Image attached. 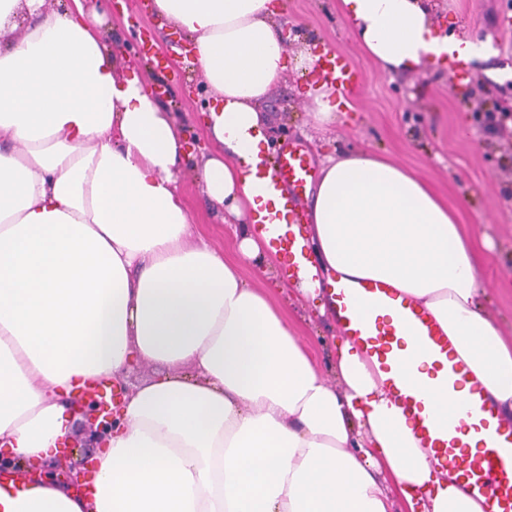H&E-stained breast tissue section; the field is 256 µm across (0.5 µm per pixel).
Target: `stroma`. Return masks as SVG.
Masks as SVG:
<instances>
[{
  "label": "stroma",
  "mask_w": 512,
  "mask_h": 512,
  "mask_svg": "<svg viewBox=\"0 0 512 512\" xmlns=\"http://www.w3.org/2000/svg\"><path fill=\"white\" fill-rule=\"evenodd\" d=\"M115 9L104 0L102 35L117 55L122 72H136L156 86L157 100L182 126L186 139L205 140L202 109L210 92L198 65L185 61L187 37L173 27H159L149 10L152 0H122ZM435 28L446 34L490 37L493 55L472 60L466 83L471 95L452 86L446 72L426 65L413 72H383L359 47L351 24L337 11V0H279L278 26L289 55L325 42L348 54L364 72L360 91L349 101L345 117L332 126L314 122L306 95L310 75L289 73L258 110L272 147L294 140L306 145L316 164L327 156L360 150L384 155L427 181L456 209L460 223L477 239H488L480 276L486 312L504 329H512V125L477 122L474 114L494 103L512 100V26L502 14L512 0H432ZM153 33L169 67L155 68L138 50L141 32ZM179 190L194 231L203 233L225 259L235 257L237 239L223 211L211 208L195 172L183 169ZM273 303L297 330L315 365L328 371L342 333L332 313L312 302L271 293ZM102 429L95 413L80 405L76 444L67 460L45 466L48 475L92 455Z\"/></svg>",
  "instance_id": "stroma-1"
}]
</instances>
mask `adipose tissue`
<instances>
[{
	"mask_svg": "<svg viewBox=\"0 0 512 512\" xmlns=\"http://www.w3.org/2000/svg\"><path fill=\"white\" fill-rule=\"evenodd\" d=\"M382 71L491 52L439 33L424 0H339ZM190 38L214 97L208 202L240 224L225 260L178 193L182 135L137 74L119 73L101 12L84 0H0V447L36 482L0 488V512H488L422 447L384 375L352 342L332 377L265 292L277 258L253 213L276 199L258 104L311 51L289 58L274 0H152ZM298 297L366 279L424 305L512 418V335L480 302L479 242L408 169L368 152L327 158L308 209ZM160 377L122 398L93 457L90 493L41 475L70 436L65 396L133 363ZM427 413L468 421L418 377Z\"/></svg>",
	"mask_w": 512,
	"mask_h": 512,
	"instance_id": "ef3b65f1",
	"label": "adipose tissue"
}]
</instances>
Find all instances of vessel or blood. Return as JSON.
Here are the masks:
<instances>
[{
  "mask_svg": "<svg viewBox=\"0 0 512 512\" xmlns=\"http://www.w3.org/2000/svg\"><path fill=\"white\" fill-rule=\"evenodd\" d=\"M318 55L317 79L331 84L337 95L354 96L361 78L354 61L328 45L320 46ZM278 163L287 193L277 207L254 220L281 255L283 277L292 281L303 270L308 222L303 196L316 179V167L311 155L292 142L282 146ZM331 304L341 332L358 342L385 373L386 395L413 421L425 446L435 449L471 494L487 498L491 512H512V421L486 404L482 385L471 380L468 366L457 359L429 310L381 280L339 288L332 292ZM402 327L408 329V337L399 336ZM419 371L433 380L437 394L464 392L474 412L472 422L444 428L425 415L415 385ZM468 432L487 436V443L471 448L463 439Z\"/></svg>",
  "mask_w": 512,
  "mask_h": 512,
  "instance_id": "obj_1",
  "label": "vessel or blood"
}]
</instances>
